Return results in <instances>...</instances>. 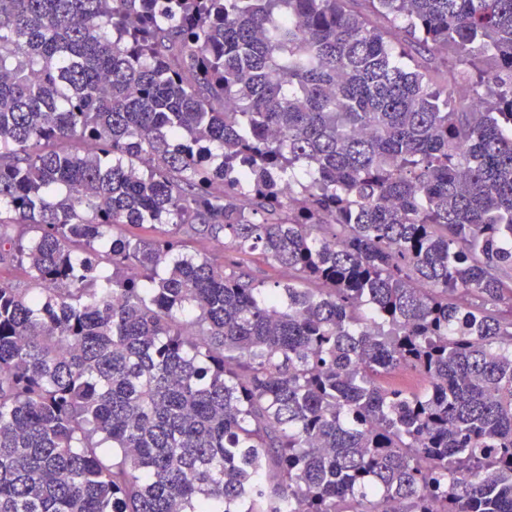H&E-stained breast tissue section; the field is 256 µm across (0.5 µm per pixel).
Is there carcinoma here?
Wrapping results in <instances>:
<instances>
[{
  "instance_id": "1",
  "label": "carcinoma",
  "mask_w": 512,
  "mask_h": 512,
  "mask_svg": "<svg viewBox=\"0 0 512 512\" xmlns=\"http://www.w3.org/2000/svg\"><path fill=\"white\" fill-rule=\"evenodd\" d=\"M6 245L0 512H512V0H0ZM183 241L186 248L191 253L208 255L218 259L221 258L224 253L222 244L210 238L183 237ZM0 279L11 284L14 288H32L23 270L10 258L0 261Z\"/></svg>"
}]
</instances>
